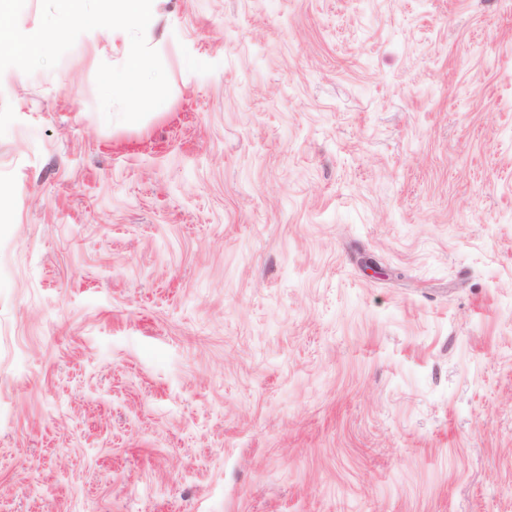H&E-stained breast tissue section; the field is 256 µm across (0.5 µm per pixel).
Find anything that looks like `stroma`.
I'll return each instance as SVG.
<instances>
[{"instance_id":"stroma-1","label":"stroma","mask_w":512,"mask_h":512,"mask_svg":"<svg viewBox=\"0 0 512 512\" xmlns=\"http://www.w3.org/2000/svg\"><path fill=\"white\" fill-rule=\"evenodd\" d=\"M0 73V512H512V0H158Z\"/></svg>"}]
</instances>
